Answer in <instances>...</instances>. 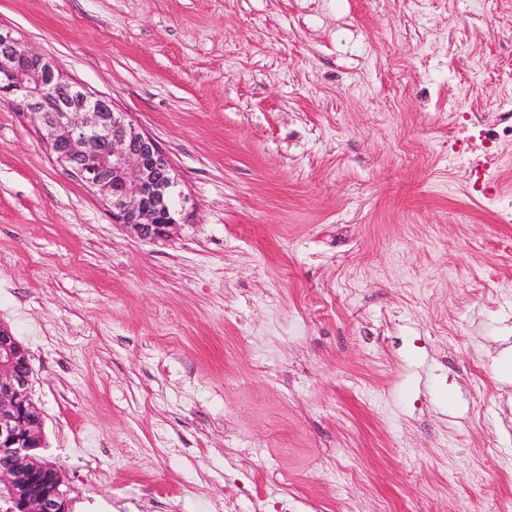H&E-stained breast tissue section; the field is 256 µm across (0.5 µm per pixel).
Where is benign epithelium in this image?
<instances>
[{
    "instance_id": "obj_1",
    "label": "benign epithelium",
    "mask_w": 512,
    "mask_h": 512,
    "mask_svg": "<svg viewBox=\"0 0 512 512\" xmlns=\"http://www.w3.org/2000/svg\"><path fill=\"white\" fill-rule=\"evenodd\" d=\"M0 96L32 115L56 162L109 204L112 218L137 238L163 240L177 226L178 175L156 140L125 112L68 82L56 63L0 27ZM33 369L24 347L0 326V501L6 512H70L61 467L33 465L25 415Z\"/></svg>"
}]
</instances>
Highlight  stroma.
<instances>
[{"label":"stroma","instance_id":"35a3bbf8","mask_svg":"<svg viewBox=\"0 0 512 512\" xmlns=\"http://www.w3.org/2000/svg\"><path fill=\"white\" fill-rule=\"evenodd\" d=\"M163 148L145 242L0 97V324L71 512L512 499V0H0Z\"/></svg>","mask_w":512,"mask_h":512}]
</instances>
